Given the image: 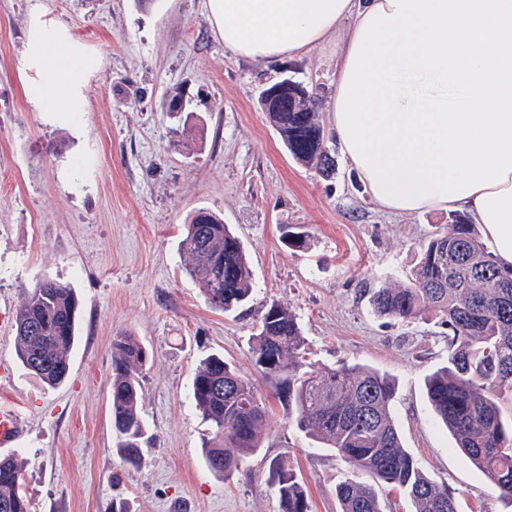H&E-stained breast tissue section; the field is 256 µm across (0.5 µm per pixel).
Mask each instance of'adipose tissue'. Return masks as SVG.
Here are the masks:
<instances>
[{
	"instance_id": "1",
	"label": "adipose tissue",
	"mask_w": 512,
	"mask_h": 512,
	"mask_svg": "<svg viewBox=\"0 0 512 512\" xmlns=\"http://www.w3.org/2000/svg\"><path fill=\"white\" fill-rule=\"evenodd\" d=\"M388 0H206L205 7L225 49L255 61L302 57L332 41L336 72L344 74L358 31L370 10ZM39 75L25 95L38 112H77L86 63L66 37L47 42L32 35L25 60ZM419 212L460 211L484 230L503 264H512V177L452 202L429 198Z\"/></svg>"
}]
</instances>
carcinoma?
<instances>
[{
  "instance_id": "1",
  "label": "carcinoma",
  "mask_w": 512,
  "mask_h": 512,
  "mask_svg": "<svg viewBox=\"0 0 512 512\" xmlns=\"http://www.w3.org/2000/svg\"><path fill=\"white\" fill-rule=\"evenodd\" d=\"M272 127L299 164L326 173L334 165L314 96L301 83L267 112ZM184 252L207 304L231 313L253 293V275L240 239L206 208L193 211ZM376 315L402 322L438 317L448 326V366L426 381L427 398L458 450L512 504V267L502 266L461 214L424 243L405 284L371 291ZM76 293L44 278L23 290L15 318L16 355L46 385L61 386L78 333ZM297 317L268 305L250 353L273 394L288 405L305 437L331 448L354 477L336 486L341 512H386L377 483L408 495L415 512H456L448 489L427 477L404 448L392 414L394 379L360 364L316 368L305 361ZM144 345L127 334L112 340V427L123 463L141 462L145 426L138 410ZM190 398L213 428L203 443L207 468L226 479L244 458L262 450L265 401L237 368L219 355L194 373ZM369 477L365 481L361 476ZM279 512H311L306 489L283 461L272 465ZM0 512H32L22 467L0 459Z\"/></svg>"
}]
</instances>
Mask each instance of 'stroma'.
<instances>
[{
	"mask_svg": "<svg viewBox=\"0 0 512 512\" xmlns=\"http://www.w3.org/2000/svg\"><path fill=\"white\" fill-rule=\"evenodd\" d=\"M36 10L91 62L83 111L37 112L24 95ZM286 77L314 93L331 175L296 164L261 108L262 91ZM335 92L334 45L294 60L240 58L203 0H0V402L27 418L17 455L33 512H112L116 501L129 512H279L276 459L306 486L312 512H340L334 489L351 469L293 427L249 350L273 302L298 318L315 366L367 364L394 378L404 446L457 512H512L428 404L425 380L448 361L446 326L380 318L369 304L372 288L407 282L448 214L400 216L370 199L331 127ZM177 94L190 111H169ZM201 207L239 236L253 273L250 302L231 314L212 310L186 270L184 226ZM286 225L308 234L306 249L282 242ZM45 277L74 288L80 308L69 377L55 389L14 349L22 292ZM121 333L149 352L136 466L121 461L112 434ZM212 353L254 383L267 409L262 452L226 480L204 463L213 430L189 397Z\"/></svg>",
	"mask_w": 512,
	"mask_h": 512,
	"instance_id": "stroma-1",
	"label": "stroma"
}]
</instances>
